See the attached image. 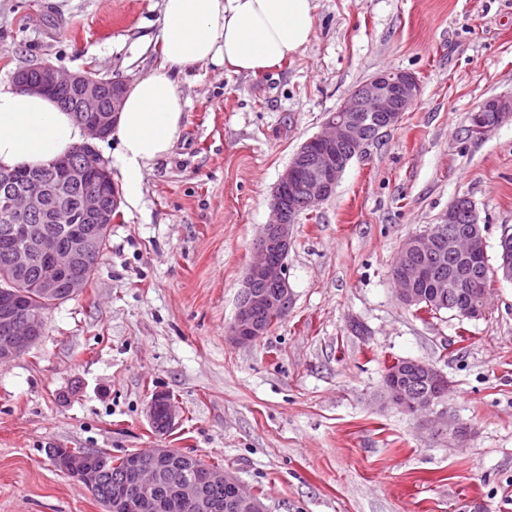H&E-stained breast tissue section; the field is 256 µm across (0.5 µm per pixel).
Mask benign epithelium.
Masks as SVG:
<instances>
[{
	"mask_svg": "<svg viewBox=\"0 0 512 512\" xmlns=\"http://www.w3.org/2000/svg\"><path fill=\"white\" fill-rule=\"evenodd\" d=\"M14 83L23 92L52 96L60 86L76 92V119L85 139L76 150L52 163L49 178L31 176L25 183L0 184V210L16 216L4 239L8 242L7 260L17 282L28 277L32 267L46 262L57 277L39 279L35 287L46 298L57 299L62 292L77 295L83 290L81 274L92 261L97 231L110 228L120 214L121 196L116 190L107 195L99 189H86L90 176L108 185L112 181L108 162L96 148L95 141L106 138L115 126L129 84L103 79L88 73H64L48 62L34 63L18 70ZM420 92L417 77L407 72L382 71L355 87L337 111L330 113L321 131L306 140L295 152L274 187L270 221L262 225L254 246V259L246 268L240 299L233 322L228 327L230 341L238 346L250 345L266 334L255 311L264 309L281 318L288 315L293 294L288 282L287 258L294 246L297 223L285 188L300 184L302 206L315 209L336 189L349 161L362 153L365 146L384 130L396 126ZM81 189L77 203L70 201L65 189ZM66 223L59 232L46 225ZM445 245L444 235L428 231L408 239L393 261L397 274L398 298L414 307L420 300L416 284L425 270L410 263L408 251L427 253ZM454 249L468 255L486 250L483 228L476 226L463 239L453 241ZM277 289L272 299L258 285ZM44 336L41 316L24 312L20 292L0 289V362H8L38 345ZM405 363L394 361L385 374V391L390 401L403 410L435 420L445 419L437 410L436 395L410 396L400 384ZM149 419L159 433L167 432L176 418L169 394L157 391L149 403ZM56 468L76 477L89 491L98 490L100 475L108 464L105 456L88 457L71 454L60 448L49 451ZM171 450L149 448L143 457H132L128 477L112 486L106 497L107 512H156L163 504L145 496L134 500L129 487L138 489L152 483L159 472H166L167 501L184 512H218L221 504L210 499L206 490L223 487L230 491L229 506L235 512H267L261 499L244 491L239 479L222 469L192 473L169 463Z\"/></svg>",
	"mask_w": 512,
	"mask_h": 512,
	"instance_id": "7a95c632",
	"label": "benign epithelium"
}]
</instances>
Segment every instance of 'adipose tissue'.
Instances as JSON below:
<instances>
[{
  "instance_id": "ef3b65f1",
  "label": "adipose tissue",
  "mask_w": 512,
  "mask_h": 512,
  "mask_svg": "<svg viewBox=\"0 0 512 512\" xmlns=\"http://www.w3.org/2000/svg\"><path fill=\"white\" fill-rule=\"evenodd\" d=\"M314 0H162L163 62L130 85L111 132L110 168L137 202L144 176L172 150L186 103L178 91L189 67L213 64L245 75L278 67L305 51L315 27ZM83 139L72 115L52 98L0 84V169L35 168Z\"/></svg>"
}]
</instances>
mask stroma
Segmentation results:
<instances>
[{
  "label": "stroma",
  "mask_w": 512,
  "mask_h": 512,
  "mask_svg": "<svg viewBox=\"0 0 512 512\" xmlns=\"http://www.w3.org/2000/svg\"><path fill=\"white\" fill-rule=\"evenodd\" d=\"M161 0H0V83L47 61L134 82L163 59ZM307 49L258 76L199 64L171 152L121 201L81 294L47 310L42 342L0 364V512H104L52 448H148L234 474L268 512H512V280L485 317L416 312L390 269L409 237L468 197L496 257L512 226V113L484 137L467 117L512 99V0H315ZM383 70L420 93L294 226L288 316L233 344L241 282L271 193L327 113ZM365 328L356 334L354 324ZM448 380L433 430L393 404L385 367ZM167 392L165 434L148 406ZM156 408L162 410L161 419L156 416ZM149 419L157 433H166L173 425L176 418L174 405L169 394L166 392H155L149 403Z\"/></svg>",
  "instance_id": "stroma-1"
}]
</instances>
